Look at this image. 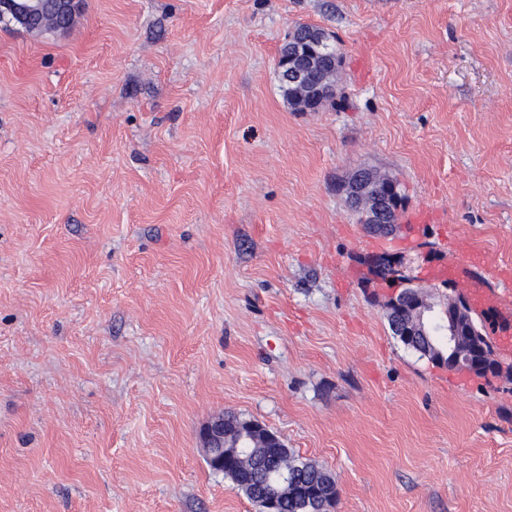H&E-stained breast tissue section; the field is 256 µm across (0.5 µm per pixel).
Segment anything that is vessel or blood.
I'll use <instances>...</instances> for the list:
<instances>
[{"label": "vessel or blood", "mask_w": 512, "mask_h": 512, "mask_svg": "<svg viewBox=\"0 0 512 512\" xmlns=\"http://www.w3.org/2000/svg\"><path fill=\"white\" fill-rule=\"evenodd\" d=\"M431 275L459 284L470 295L474 306L486 303L506 308L512 306V270H488L479 252L469 251L460 258L449 257L447 262L433 268Z\"/></svg>", "instance_id": "vessel-or-blood-1"}]
</instances>
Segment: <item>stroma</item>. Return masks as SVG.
<instances>
[{
	"label": "stroma",
	"mask_w": 512,
	"mask_h": 512,
	"mask_svg": "<svg viewBox=\"0 0 512 512\" xmlns=\"http://www.w3.org/2000/svg\"><path fill=\"white\" fill-rule=\"evenodd\" d=\"M307 24L337 104L291 108ZM393 178L369 231L340 189ZM512 267V0H81L0 20V512H257L212 471L231 410L330 471L335 512H512V353L393 335L405 262ZM79 0H0V18L9 16L29 31L68 30ZM492 360L493 356L488 354L485 344L475 346L472 352L468 355L466 361H458L453 364L454 370L466 371L469 373H480L487 370L488 360Z\"/></svg>",
	"instance_id": "obj_1"
}]
</instances>
